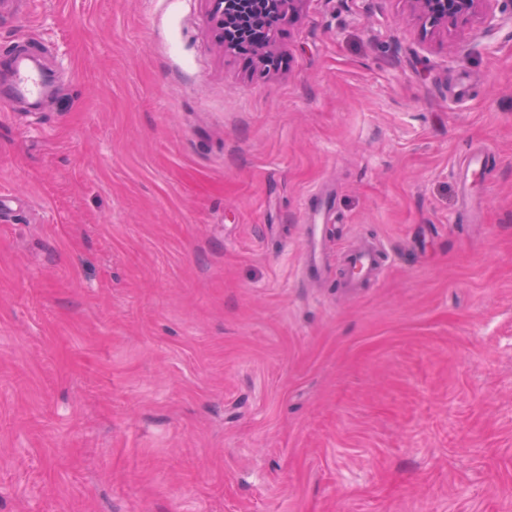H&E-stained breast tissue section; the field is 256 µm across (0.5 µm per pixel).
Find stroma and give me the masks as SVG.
<instances>
[{"label":"stroma","mask_w":512,"mask_h":512,"mask_svg":"<svg viewBox=\"0 0 512 512\" xmlns=\"http://www.w3.org/2000/svg\"><path fill=\"white\" fill-rule=\"evenodd\" d=\"M489 8L433 32L409 0H305L268 78L205 0L0 9V512H512V9ZM21 56L36 109L5 96ZM363 236L385 261L348 294ZM205 2L208 6V20L213 25V27L219 32L224 51L234 50L231 46L224 43V33L225 41H227V28L225 27L234 24H241L242 21H240L236 16L225 12V5L227 3H225L224 0H205ZM309 230L307 254L305 259L304 274L310 280H318L322 277L324 267L321 257V250L318 246V239L321 225L310 224L307 226Z\"/></svg>","instance_id":"35a3bbf8"}]
</instances>
